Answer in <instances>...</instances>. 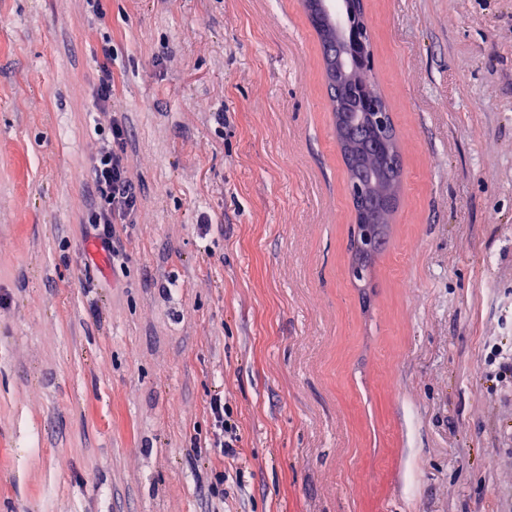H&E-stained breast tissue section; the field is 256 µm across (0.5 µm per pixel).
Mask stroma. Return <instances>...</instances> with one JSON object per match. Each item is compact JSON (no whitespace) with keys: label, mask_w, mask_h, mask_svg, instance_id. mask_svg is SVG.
<instances>
[{"label":"stroma","mask_w":512,"mask_h":512,"mask_svg":"<svg viewBox=\"0 0 512 512\" xmlns=\"http://www.w3.org/2000/svg\"><path fill=\"white\" fill-rule=\"evenodd\" d=\"M365 17L404 188L361 290L303 0H0V512L512 507V0ZM106 47L143 198L112 263L85 222ZM210 412L214 420V438L211 448H217L218 453L229 469L236 467V463L240 459L241 436L237 423L232 419V414L224 402L223 395H215L210 401Z\"/></svg>","instance_id":"obj_1"}]
</instances>
